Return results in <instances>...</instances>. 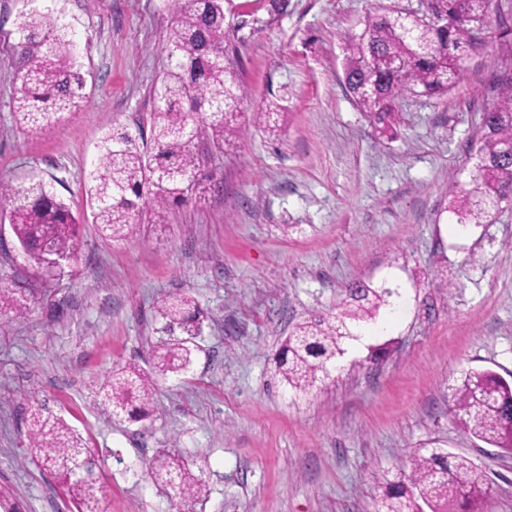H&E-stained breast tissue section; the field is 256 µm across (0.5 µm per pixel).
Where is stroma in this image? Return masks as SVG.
<instances>
[{
    "label": "stroma",
    "mask_w": 512,
    "mask_h": 512,
    "mask_svg": "<svg viewBox=\"0 0 512 512\" xmlns=\"http://www.w3.org/2000/svg\"><path fill=\"white\" fill-rule=\"evenodd\" d=\"M379 0H233L231 58L253 112L278 99L280 131L247 127L224 156L199 142L205 201L165 227L102 238L84 184L112 126L154 109L167 59L165 0H0V179L50 182L83 216L79 250L39 279L0 205V278L29 291L0 322V512H75L30 451L23 415L41 403L94 448L105 512H176L147 463L176 449L206 493L185 512H376L382 479L438 448L484 468L481 512H512V454L452 414L469 370L512 380V209L457 231L449 189L468 181L480 117L512 73V0L463 53L443 96L409 94L394 136L377 135L344 84L340 36ZM53 12L75 33L87 100L49 134L12 113L20 14ZM395 292L402 314L342 355L306 392L279 372L294 327L329 319L349 283ZM186 294L201 312L187 371L159 377L155 413L114 423L98 396L113 367H149L156 301ZM385 356L372 358L374 347Z\"/></svg>",
    "instance_id": "1"
}]
</instances>
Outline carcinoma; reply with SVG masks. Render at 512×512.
<instances>
[{
  "mask_svg": "<svg viewBox=\"0 0 512 512\" xmlns=\"http://www.w3.org/2000/svg\"><path fill=\"white\" fill-rule=\"evenodd\" d=\"M429 2L450 23L424 30L380 10L367 16L359 31L344 35L346 89L382 137L393 135L401 123L396 102L408 93H447L459 77L461 52L476 32L490 29L491 0ZM168 10L170 26L163 46L168 64L153 88L157 105L147 119L150 136L141 127L135 134L123 128L108 130L100 162L85 184L93 222L112 240L129 238L145 218L152 224L168 223L173 207L203 192L199 140L224 153L241 134L242 91L229 63L233 32L225 25L224 0H168ZM16 30L14 112L30 130L46 132L64 115L79 110L85 99L73 34L49 13L21 15ZM278 111L271 105L253 113L254 125L275 130ZM485 113L478 133L482 159L476 160L470 180L451 190V212L463 229L489 223L496 202H512L511 79L499 83L497 98ZM0 200L9 204L12 231L30 266L45 278L55 276L61 262L76 250L78 218L42 179L1 183ZM391 296L389 288L355 282L347 287L334 320L300 324L288 337L280 361L287 383L302 391L312 387L325 363L341 352L340 342L349 335L346 320L374 318ZM26 301L25 289L0 283V311L22 317ZM157 313L164 324L152 346L154 371L179 373L193 352L189 337L200 334L199 311L190 297L175 294L158 302ZM155 391L152 373L130 363L104 378L99 397L111 419L139 420L148 413L136 404H152ZM455 398L465 432L512 452V382L492 371H471ZM26 436L76 512H101L108 490L82 439L39 406L30 410ZM148 475L181 503L200 498L206 490L205 481L168 450L149 462ZM486 490V472L471 459L433 449L415 457L410 471L402 469L384 479L379 509L420 512L422 501L431 512H468Z\"/></svg>",
  "mask_w": 512,
  "mask_h": 512,
  "instance_id": "cac0c4a2",
  "label": "carcinoma"
}]
</instances>
